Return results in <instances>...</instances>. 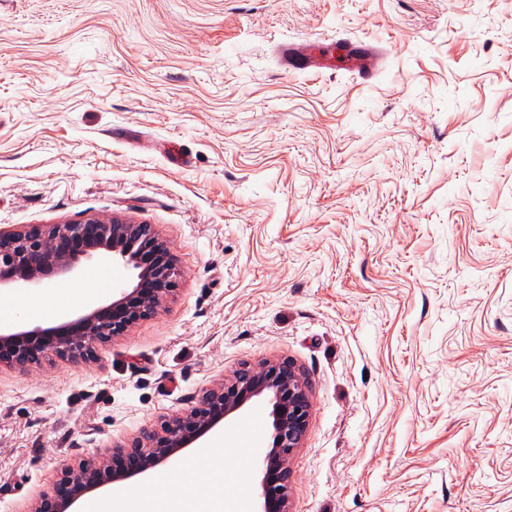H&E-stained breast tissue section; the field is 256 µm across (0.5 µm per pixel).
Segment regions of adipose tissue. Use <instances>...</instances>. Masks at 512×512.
I'll list each match as a JSON object with an SVG mask.
<instances>
[{
  "instance_id": "1",
  "label": "adipose tissue",
  "mask_w": 512,
  "mask_h": 512,
  "mask_svg": "<svg viewBox=\"0 0 512 512\" xmlns=\"http://www.w3.org/2000/svg\"><path fill=\"white\" fill-rule=\"evenodd\" d=\"M230 447L214 436L196 448L164 484L148 492L103 494L92 502L93 512H246V497H225L228 484L245 486L242 470H228L224 457Z\"/></svg>"
}]
</instances>
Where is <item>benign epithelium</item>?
I'll return each instance as SVG.
<instances>
[{
  "instance_id": "obj_1",
  "label": "benign epithelium",
  "mask_w": 512,
  "mask_h": 512,
  "mask_svg": "<svg viewBox=\"0 0 512 512\" xmlns=\"http://www.w3.org/2000/svg\"><path fill=\"white\" fill-rule=\"evenodd\" d=\"M103 253L134 271L132 287L58 325L0 331V366L29 369L53 356L91 362L99 345L125 335L138 321L156 314L181 277L174 257L150 224L90 218L0 230V288L38 285L46 279L69 276L83 261ZM263 395L272 405L273 434L257 460L261 512H292L289 463L303 447L311 403L308 381L288 359L244 364L224 381L203 389L194 404L164 420L160 427L141 430L97 461L63 466L61 478L31 503L28 512H68L86 494L168 462Z\"/></svg>"
}]
</instances>
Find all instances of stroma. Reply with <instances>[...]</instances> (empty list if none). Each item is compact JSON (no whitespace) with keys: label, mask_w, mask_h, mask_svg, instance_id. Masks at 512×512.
I'll return each mask as SVG.
<instances>
[{"label":"stroma","mask_w":512,"mask_h":512,"mask_svg":"<svg viewBox=\"0 0 512 512\" xmlns=\"http://www.w3.org/2000/svg\"><path fill=\"white\" fill-rule=\"evenodd\" d=\"M315 40L374 78L280 61ZM89 218L182 276L94 362L0 367V512L268 359L293 512H512V0H0V228ZM377 55L373 48H364V52L361 53L349 52L344 68L358 71L359 75L368 81L373 77L375 69L374 64L370 63L369 60L372 61Z\"/></svg>","instance_id":"stroma-1"}]
</instances>
